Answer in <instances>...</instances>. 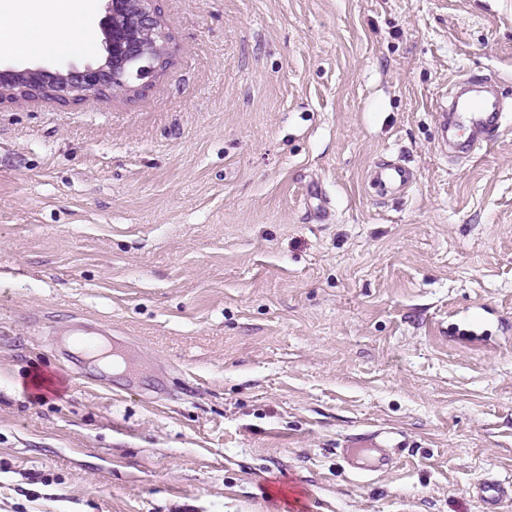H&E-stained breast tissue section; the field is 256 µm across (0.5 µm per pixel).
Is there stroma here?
I'll use <instances>...</instances> for the list:
<instances>
[{
    "mask_svg": "<svg viewBox=\"0 0 512 512\" xmlns=\"http://www.w3.org/2000/svg\"><path fill=\"white\" fill-rule=\"evenodd\" d=\"M84 41L0 67L103 54ZM136 101L0 106V512H484L512 483V0H159ZM402 156L404 194L369 172ZM107 330L141 368L91 366ZM398 431L385 473L347 436ZM465 91L458 92L448 100L437 102L436 115L441 128L443 152L448 149V130L454 133L468 131V136L459 144L464 153L473 152L487 135L502 125L505 112L500 99L474 100L464 97ZM478 497H480L489 507L486 508L487 512H496L498 509L496 505L504 498H509L512 493V486H503L495 480H484L478 484L476 488ZM490 493V494H489Z\"/></svg>",
    "mask_w": 512,
    "mask_h": 512,
    "instance_id": "1",
    "label": "stroma"
}]
</instances>
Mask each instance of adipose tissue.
<instances>
[{
    "mask_svg": "<svg viewBox=\"0 0 512 512\" xmlns=\"http://www.w3.org/2000/svg\"><path fill=\"white\" fill-rule=\"evenodd\" d=\"M86 0H0V51L10 55L33 53L46 44L84 40L82 18ZM68 20L66 28L48 31L47 19Z\"/></svg>",
    "mask_w": 512,
    "mask_h": 512,
    "instance_id": "adipose-tissue-1",
    "label": "adipose tissue"
}]
</instances>
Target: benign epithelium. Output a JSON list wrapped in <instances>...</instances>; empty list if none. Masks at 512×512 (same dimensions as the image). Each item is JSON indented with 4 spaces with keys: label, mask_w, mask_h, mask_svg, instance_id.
<instances>
[{
    "label": "benign epithelium",
    "mask_w": 512,
    "mask_h": 512,
    "mask_svg": "<svg viewBox=\"0 0 512 512\" xmlns=\"http://www.w3.org/2000/svg\"><path fill=\"white\" fill-rule=\"evenodd\" d=\"M158 0H108L102 26V58L78 66L60 60L51 66L0 69V105L53 102L79 105L90 98L138 97L171 60Z\"/></svg>",
    "instance_id": "benign-epithelium-1"
}]
</instances>
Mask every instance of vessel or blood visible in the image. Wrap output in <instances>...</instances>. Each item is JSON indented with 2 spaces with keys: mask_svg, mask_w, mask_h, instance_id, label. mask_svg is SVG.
Wrapping results in <instances>:
<instances>
[{
  "mask_svg": "<svg viewBox=\"0 0 512 512\" xmlns=\"http://www.w3.org/2000/svg\"><path fill=\"white\" fill-rule=\"evenodd\" d=\"M437 120L441 130L465 132L460 147L463 152H473L487 135L500 128L505 112L502 100H474L456 94L451 100L439 101L436 106ZM373 187L381 190H403L415 181L413 169L400 160L392 159L373 168L369 175ZM77 348L90 360L105 362L133 370V363L112 345L97 338H82ZM396 437L387 432L372 431L349 437L344 444V456L356 470L373 473L388 470L391 460L389 447L397 445ZM488 506L487 512H497V505L504 498L512 496V486H503L495 480H484L476 488Z\"/></svg>",
  "mask_w": 512,
  "mask_h": 512,
  "instance_id": "obj_1",
  "label": "vessel or blood"
}]
</instances>
